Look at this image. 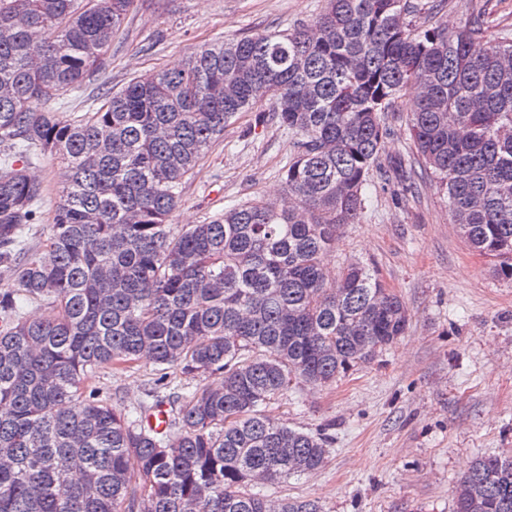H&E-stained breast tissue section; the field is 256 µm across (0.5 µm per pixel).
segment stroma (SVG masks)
Listing matches in <instances>:
<instances>
[{
  "instance_id": "stroma-1",
  "label": "stroma",
  "mask_w": 512,
  "mask_h": 512,
  "mask_svg": "<svg viewBox=\"0 0 512 512\" xmlns=\"http://www.w3.org/2000/svg\"><path fill=\"white\" fill-rule=\"evenodd\" d=\"M324 0H135L99 69L50 108L84 114L107 93L227 38L289 32L309 23ZM485 8L487 30L512 25V0H448L438 18L457 29ZM264 97L224 128L187 183L175 225L202 224L252 199L279 197L293 150L287 130L266 121ZM410 92L391 112L381 156L369 174L361 223L348 225L329 258L375 266L409 312L404 336L327 387L297 385L274 414L288 426L333 439L327 465L280 484L279 495L322 501L327 512H452L457 481L480 457L512 455V283L474 251L450 222L448 202L427 178L404 192L411 154ZM154 364L118 372L104 366L95 385L132 407Z\"/></svg>"
}]
</instances>
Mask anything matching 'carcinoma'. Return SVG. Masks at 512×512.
I'll list each match as a JSON object with an SVG mask.
<instances>
[{"label":"carcinoma","mask_w":512,"mask_h":512,"mask_svg":"<svg viewBox=\"0 0 512 512\" xmlns=\"http://www.w3.org/2000/svg\"><path fill=\"white\" fill-rule=\"evenodd\" d=\"M133 4L0 0V512H325L265 493L330 454L271 406L371 362L408 325L373 268L334 272L326 256L361 222L383 116L412 86L411 162L512 283V31L490 38L479 13L452 32L413 24L415 0H325L306 26L199 46L81 119L45 111L81 88ZM267 95L295 137L285 198L170 223L224 124ZM47 156L64 181L32 251ZM20 298L52 314L27 320ZM144 354L157 378L136 406L90 387ZM170 369L221 383L166 399ZM164 401L156 431L144 416ZM453 512H512V455L477 459Z\"/></svg>","instance_id":"carcinoma-1"}]
</instances>
